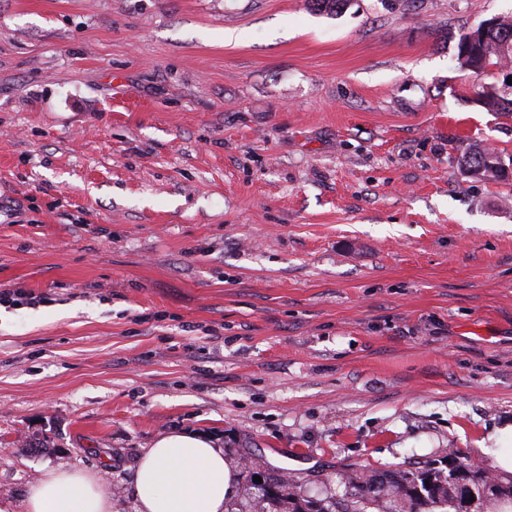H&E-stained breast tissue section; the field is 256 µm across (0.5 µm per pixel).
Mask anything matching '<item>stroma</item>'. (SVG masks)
Segmentation results:
<instances>
[{"instance_id": "obj_1", "label": "stroma", "mask_w": 512, "mask_h": 512, "mask_svg": "<svg viewBox=\"0 0 512 512\" xmlns=\"http://www.w3.org/2000/svg\"><path fill=\"white\" fill-rule=\"evenodd\" d=\"M512 0H0V512L74 467L133 512L198 431L331 504L338 476L494 472L512 427ZM496 19L498 23L494 27H491L493 20H488L478 31L472 30L470 39L491 27L471 42H465L466 35L461 36L457 54L461 66L484 72L512 58V20ZM500 156L489 149H483L475 146L466 157V170L469 173L480 175L486 179H497L505 177V171L508 172L510 168H506L503 160L500 158L499 165L505 170L495 165V162Z\"/></svg>"}]
</instances>
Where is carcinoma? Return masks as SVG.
I'll return each mask as SVG.
<instances>
[{
	"label": "carcinoma",
	"instance_id": "1",
	"mask_svg": "<svg viewBox=\"0 0 512 512\" xmlns=\"http://www.w3.org/2000/svg\"><path fill=\"white\" fill-rule=\"evenodd\" d=\"M460 64L475 71H487L512 58V20L497 19V25L471 42L460 38ZM478 103L488 112L512 115V100L487 93ZM499 155L489 149L475 147L466 157L467 171L486 179L505 177L495 165ZM250 468L262 481L254 484L255 495L268 502L273 512H329V508L299 491L294 476L259 471L258 462L249 461ZM344 497L336 502V512H367L375 503L385 504L384 512H484L488 503L512 506V479L502 480L489 475L461 454L448 452L442 460L425 461L407 468L371 470L367 473L346 472L341 476ZM475 493V509L462 507Z\"/></svg>",
	"mask_w": 512,
	"mask_h": 512
}]
</instances>
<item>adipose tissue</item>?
I'll return each instance as SVG.
<instances>
[{"label": "adipose tissue", "instance_id": "obj_1", "mask_svg": "<svg viewBox=\"0 0 512 512\" xmlns=\"http://www.w3.org/2000/svg\"><path fill=\"white\" fill-rule=\"evenodd\" d=\"M235 477L207 435L159 436L141 455L134 512H224ZM26 512H112V490L98 475L63 467L45 471L29 490Z\"/></svg>", "mask_w": 512, "mask_h": 512}]
</instances>
